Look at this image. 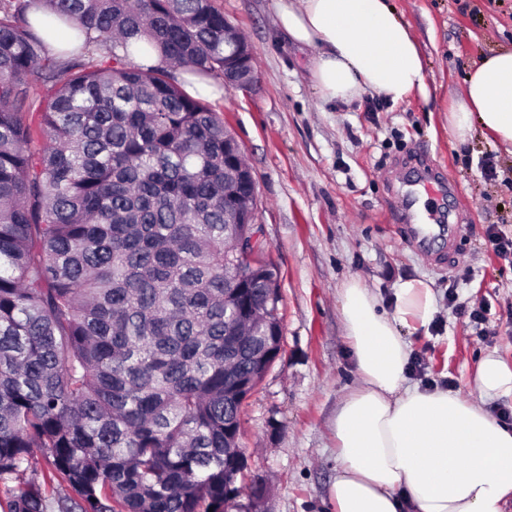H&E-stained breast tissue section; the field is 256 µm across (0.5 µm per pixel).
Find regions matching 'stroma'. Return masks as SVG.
Listing matches in <instances>:
<instances>
[{"instance_id":"stroma-1","label":"stroma","mask_w":512,"mask_h":512,"mask_svg":"<svg viewBox=\"0 0 512 512\" xmlns=\"http://www.w3.org/2000/svg\"><path fill=\"white\" fill-rule=\"evenodd\" d=\"M254 52L255 82L205 100L223 114L256 181V222L279 269L283 348L241 411L247 466L242 502L264 484L263 512H332L333 422L357 374L339 290L357 277L383 299L408 278L431 283L438 305L429 332L409 336V375L423 387L453 384L468 399L486 354L512 366V151L481 132H448V110L483 56L512 47V0H391L418 39L429 98L395 104L379 96L327 101L315 89L307 50L286 42L272 0H216ZM497 165L485 180V156ZM444 173L458 191L445 221L463 227L456 246L431 254L411 243L397 213L405 178ZM486 307L481 324L449 307Z\"/></svg>"}]
</instances>
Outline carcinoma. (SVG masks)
I'll list each match as a JSON object with an SVG mask.
<instances>
[{"instance_id": "obj_1", "label": "carcinoma", "mask_w": 512, "mask_h": 512, "mask_svg": "<svg viewBox=\"0 0 512 512\" xmlns=\"http://www.w3.org/2000/svg\"><path fill=\"white\" fill-rule=\"evenodd\" d=\"M224 20L214 0H0V481L34 448L50 465L3 512H224L237 488L239 410L283 324L266 250L233 289L251 171L179 79L224 78Z\"/></svg>"}]
</instances>
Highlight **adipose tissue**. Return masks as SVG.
Here are the masks:
<instances>
[{"label":"adipose tissue","mask_w":512,"mask_h":512,"mask_svg":"<svg viewBox=\"0 0 512 512\" xmlns=\"http://www.w3.org/2000/svg\"><path fill=\"white\" fill-rule=\"evenodd\" d=\"M280 33L310 49L323 99L376 94L392 103L427 96L417 40L389 0H273ZM512 147V49L474 64L448 112V131L474 129ZM356 387L336 413L334 512H512V427L448 388L410 384L408 334L429 330L437 301L420 278L398 283L384 309L358 278L339 291ZM482 397L512 396V366L485 355Z\"/></svg>","instance_id":"adipose-tissue-1"}]
</instances>
